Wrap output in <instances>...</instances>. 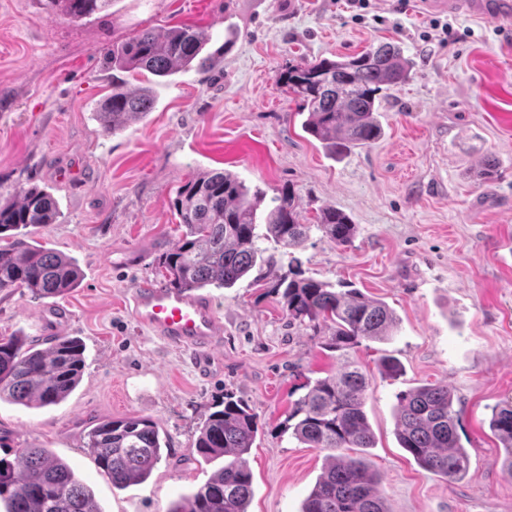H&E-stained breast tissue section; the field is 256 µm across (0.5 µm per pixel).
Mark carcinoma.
<instances>
[{
  "label": "carcinoma",
  "instance_id": "cac0c4a2",
  "mask_svg": "<svg viewBox=\"0 0 512 512\" xmlns=\"http://www.w3.org/2000/svg\"><path fill=\"white\" fill-rule=\"evenodd\" d=\"M111 0H48L71 19L89 18ZM209 38L191 27L175 26L163 33L144 30L112 45L107 67L115 71L147 72L164 78L193 66L211 68L224 49H206ZM411 62L393 42L349 56L323 58L288 67L277 83L301 102L308 113L302 127L331 154L368 146L382 135L378 119L380 92L406 82ZM149 90L131 91L112 83V92L98 105L102 129L116 133L150 112ZM252 192L229 171L203 172L185 183L173 207L181 236L164 253L157 268L167 285L187 290L207 286L231 288L254 269L275 268V256L258 246L260 225L266 236L284 248H297L312 229L344 246L355 225L335 208L322 210L318 224H302L291 190ZM58 217L50 192L32 185L0 201V290L25 288L38 298L63 296L81 282L77 264L31 238L32 229ZM270 288L281 295L288 316L301 323L335 325L329 347L350 349L363 341L392 336L396 318L389 306L356 288L301 277L288 268ZM85 370L83 344L77 338H57L38 349L22 336L0 339V399L19 405L48 407L64 401L79 385ZM369 380L348 362L339 374L307 383V392L287 413L284 430L310 448L331 452L329 462L304 501L301 512H389L378 479L359 458L339 459L342 448H372L374 437L364 411ZM398 442L422 468L451 480L468 475L469 458L458 441V416L448 388L422 385L397 397ZM490 429L506 451L512 474V401L497 406ZM259 431L257 416L241 399L228 394L197 429L195 451L206 462L224 459L212 478L185 505L169 512H247L253 475L246 455ZM84 448L98 467L123 489L147 480L167 450L157 422L148 417L103 418L83 437ZM0 504L5 512H100L92 491L66 461L46 448H19L11 462L0 459Z\"/></svg>",
  "mask_w": 512,
  "mask_h": 512
}]
</instances>
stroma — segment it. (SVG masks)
<instances>
[{"mask_svg":"<svg viewBox=\"0 0 512 512\" xmlns=\"http://www.w3.org/2000/svg\"><path fill=\"white\" fill-rule=\"evenodd\" d=\"M395 7L370 0L358 19L346 0H112L74 21L46 0H0V201L46 187L59 215L33 237L82 272L79 288L58 298L0 290V336L76 337L85 348L83 379L64 402L0 401V459L45 448L74 468L101 512H169L219 469L194 441L210 406L230 394L259 422L248 512H301L326 453L281 423L307 380L352 360L370 382L375 445L348 454L377 475L390 512H512V474L489 428L493 408L512 399V36L490 16L456 13L447 20L458 36L444 43L422 0L402 14ZM179 25L204 31L210 48L235 44L207 73L150 83L124 74L128 89L151 85L154 104L105 133L95 115L112 91L105 54L142 30ZM386 41L411 61L410 78L383 91L378 141L331 156L303 131L277 78ZM488 158L499 175L484 181ZM209 170L235 173L253 191L291 187L300 223L313 227L299 252L306 275L384 301L397 316L391 339L331 350V328L291 320L249 276L206 290L224 319L209 379L140 327L129 294L155 278L157 257L178 238L179 187ZM327 207L355 225L350 244L316 230ZM135 252L146 260L127 263ZM386 355L400 361L399 376L379 372ZM427 383L453 396L464 479L421 468L399 445L397 397ZM131 415L156 421L169 449L145 482L116 489L83 434L98 418Z\"/></svg>","mask_w":512,"mask_h":512,"instance_id":"obj_1","label":"stroma"}]
</instances>
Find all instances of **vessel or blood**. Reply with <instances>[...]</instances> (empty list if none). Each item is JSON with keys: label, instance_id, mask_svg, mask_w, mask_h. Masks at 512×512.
<instances>
[{"label": "vessel or blood", "instance_id": "b4317fda", "mask_svg": "<svg viewBox=\"0 0 512 512\" xmlns=\"http://www.w3.org/2000/svg\"><path fill=\"white\" fill-rule=\"evenodd\" d=\"M440 12L481 14L493 12L501 25L512 28V0H429ZM130 308L137 323L164 342L189 352L196 373L211 370L212 349L224 337V320L210 297L142 281L130 295Z\"/></svg>", "mask_w": 512, "mask_h": 512}]
</instances>
